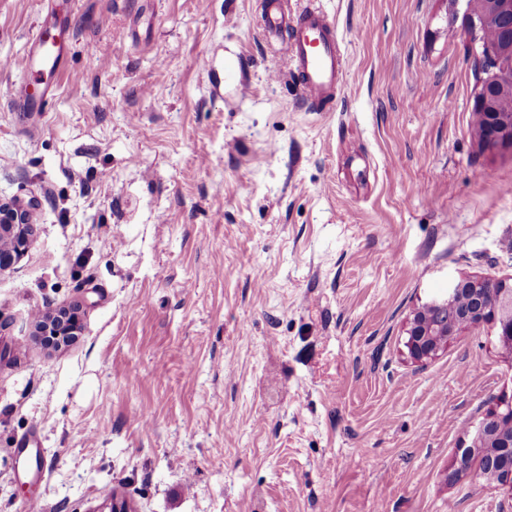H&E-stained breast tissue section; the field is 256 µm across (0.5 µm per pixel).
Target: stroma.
Returning a JSON list of instances; mask_svg holds the SVG:
<instances>
[{"instance_id": "stroma-1", "label": "stroma", "mask_w": 512, "mask_h": 512, "mask_svg": "<svg viewBox=\"0 0 512 512\" xmlns=\"http://www.w3.org/2000/svg\"><path fill=\"white\" fill-rule=\"evenodd\" d=\"M265 0H0V200L36 198L0 274V512H512L455 475L512 352L426 365L416 307L512 283V150L472 112L468 0H314L345 78L304 97ZM61 68L19 69L37 28ZM76 308V341L36 312Z\"/></svg>"}]
</instances>
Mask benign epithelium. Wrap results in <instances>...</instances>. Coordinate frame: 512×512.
I'll use <instances>...</instances> for the list:
<instances>
[{"mask_svg": "<svg viewBox=\"0 0 512 512\" xmlns=\"http://www.w3.org/2000/svg\"><path fill=\"white\" fill-rule=\"evenodd\" d=\"M469 23L475 30L497 34L482 47L475 65L474 112L481 118L483 144L512 148V0H472ZM36 206L35 200L0 203V273L11 268L1 255L18 259L29 248L25 226ZM484 325L491 326L498 342L512 351V286L476 277L451 280L442 295L412 311L406 327L408 357L424 364L461 330ZM475 458L486 485L512 484V401L501 400L485 414L471 445L456 458V472H469Z\"/></svg>", "mask_w": 512, "mask_h": 512, "instance_id": "1", "label": "benign epithelium"}]
</instances>
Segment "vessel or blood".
<instances>
[{
	"instance_id": "1",
	"label": "vessel or blood",
	"mask_w": 512,
	"mask_h": 512,
	"mask_svg": "<svg viewBox=\"0 0 512 512\" xmlns=\"http://www.w3.org/2000/svg\"><path fill=\"white\" fill-rule=\"evenodd\" d=\"M283 3L271 0L263 17L265 33L280 46L306 99L317 105L332 102L343 83L336 36L320 11L308 10L295 17Z\"/></svg>"
}]
</instances>
